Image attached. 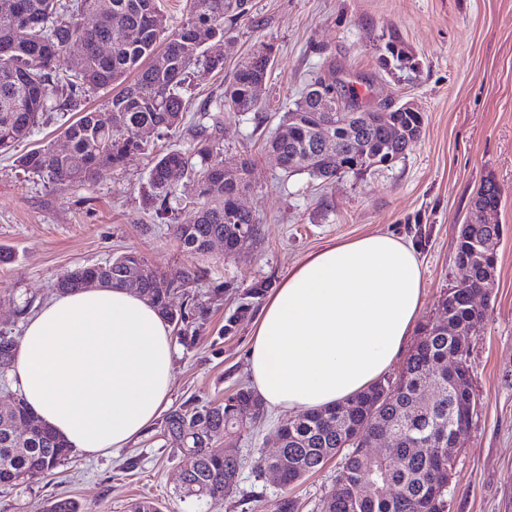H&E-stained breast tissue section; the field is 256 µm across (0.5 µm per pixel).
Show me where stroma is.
<instances>
[{
  "label": "stroma",
  "instance_id": "stroma-1",
  "mask_svg": "<svg viewBox=\"0 0 512 512\" xmlns=\"http://www.w3.org/2000/svg\"><path fill=\"white\" fill-rule=\"evenodd\" d=\"M393 36L413 67L385 70L383 48ZM262 41L276 48L262 118L220 114L225 160L252 161L242 201L261 221L254 243L232 257L219 242L206 254L185 255L150 205L151 148L190 147V126L164 139L141 130L147 152L86 182L28 176L0 154V248L13 256L0 266V330L21 336L28 316L55 297L61 272L135 251L159 273H188L171 297L174 308L194 297L208 308L206 319L190 320L187 339L176 342L170 409L217 404L249 381L248 342L263 303L252 288H277L329 242L372 233L411 240L423 268L419 320L433 319L440 295L461 277L455 251L472 199L493 178L503 192L501 245L486 317L469 344L477 407L457 444L448 512H512V0H251L248 18L224 36L223 73L196 78L186 98L197 107L218 96ZM325 62L363 106L417 104L425 124L410 153L326 184L281 170L263 144ZM287 417L270 411L236 437L215 436L216 446L233 444L243 455L236 490L215 504L179 496V443L158 420L116 455H75L42 477L0 486V512H38L60 497L78 502L82 512H128L140 498L153 499L161 512H271L284 490L257 478L254 465L275 452L276 428ZM340 463L332 458L285 490L298 512H320Z\"/></svg>",
  "mask_w": 512,
  "mask_h": 512
}]
</instances>
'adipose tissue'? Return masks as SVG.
I'll return each instance as SVG.
<instances>
[{
  "label": "adipose tissue",
  "instance_id": "adipose-tissue-1",
  "mask_svg": "<svg viewBox=\"0 0 512 512\" xmlns=\"http://www.w3.org/2000/svg\"><path fill=\"white\" fill-rule=\"evenodd\" d=\"M416 247L375 233L306 256L262 304L248 349L254 393L272 410L313 411L380 378L423 305ZM174 339L166 319L121 288L42 305L17 350L16 389L72 450L107 454L140 437L169 403Z\"/></svg>",
  "mask_w": 512,
  "mask_h": 512
}]
</instances>
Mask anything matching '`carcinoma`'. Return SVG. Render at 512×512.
Returning <instances> with one entry per match:
<instances>
[{
    "mask_svg": "<svg viewBox=\"0 0 512 512\" xmlns=\"http://www.w3.org/2000/svg\"><path fill=\"white\" fill-rule=\"evenodd\" d=\"M250 0H190L189 10L170 28L159 0H0V152L9 154L27 138L50 112H77L78 118L63 128L68 151L40 145L14 159L24 173L55 184L86 181L102 171L119 167L128 155L145 150L138 133L153 128L161 136L179 128L186 119L183 90L198 74L220 73L224 58L207 53L206 46L224 40L226 30L249 12ZM95 23L83 25L85 15ZM108 44L102 54L98 47ZM275 58L270 43L256 44L224 85L219 97L206 102L192 118L196 127L193 146L161 149L150 170L152 198L157 211H173L171 200L193 206L194 217L170 225L182 252L202 255L215 239L233 256L257 235L258 219L236 208L237 197L249 187L251 160L224 161L219 140L206 120L211 113L229 110L246 115L257 112L262 101L256 90L266 83ZM133 79H128L129 75ZM324 86L323 90L316 86ZM109 93L105 110L108 125L100 124L99 111L86 101ZM337 100L339 112H323L320 94ZM356 94L336 87V73L328 71L310 81L295 107L285 112L276 133L266 139L267 152L284 156L287 173L305 172L315 180L330 182L337 170L362 173L380 168L389 157L405 156L419 140L421 112H396L383 105L358 112ZM362 117L360 146H350L347 117ZM330 134L340 157L323 154L319 139ZM179 168L191 183V196H177L169 172ZM502 190L486 179L472 207L498 211ZM500 224H464L455 258L471 268V284L446 290L437 315L423 325L419 340L409 351L403 373L385 378L345 401L346 413L336 407L307 412L280 422L282 455L260 460L259 472L271 466L282 471L286 489L320 471L333 457L342 466L321 512H448V486L434 482L437 471L448 468L439 449L448 447V433L462 413L464 398L448 408V374L443 367L452 351L450 333L473 334L484 320L471 295L485 285L491 262L498 256ZM147 261L129 251L109 261L59 274L54 288L61 293L109 285L135 290L173 326L190 317H203L206 307L195 301L186 310L172 307L175 284L189 278L183 273L160 286L164 276L145 273ZM15 337L0 333V380L15 370ZM232 403L178 408L165 418V431L183 445L181 486L185 498L217 502L236 488L242 467L237 448H215L212 437L242 431L247 422L263 418L265 406L246 386L238 387ZM248 408L249 420L237 415L236 406ZM388 445L375 456L373 448L383 429ZM400 460L398 467L391 457ZM71 457L64 440L42 423L25 433L0 413V485L32 479L65 463ZM40 512H80L68 498L55 499Z\"/></svg>",
    "mask_w": 512,
    "mask_h": 512,
    "instance_id": "carcinoma-1",
    "label": "carcinoma"
}]
</instances>
